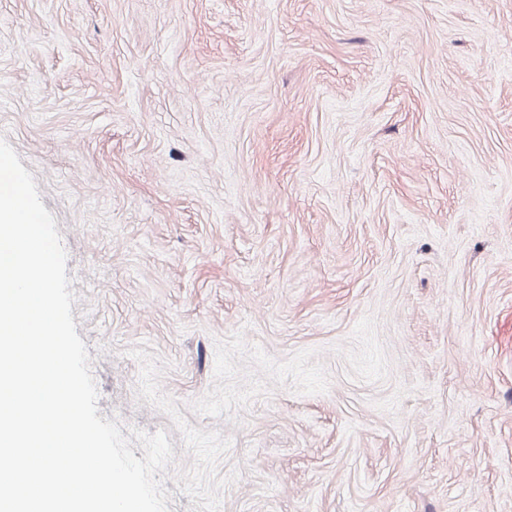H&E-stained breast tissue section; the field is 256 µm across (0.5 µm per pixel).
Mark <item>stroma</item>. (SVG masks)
Instances as JSON below:
<instances>
[{
  "label": "stroma",
  "instance_id": "obj_1",
  "mask_svg": "<svg viewBox=\"0 0 512 512\" xmlns=\"http://www.w3.org/2000/svg\"><path fill=\"white\" fill-rule=\"evenodd\" d=\"M0 139L170 512H512V0H0Z\"/></svg>",
  "mask_w": 512,
  "mask_h": 512
}]
</instances>
